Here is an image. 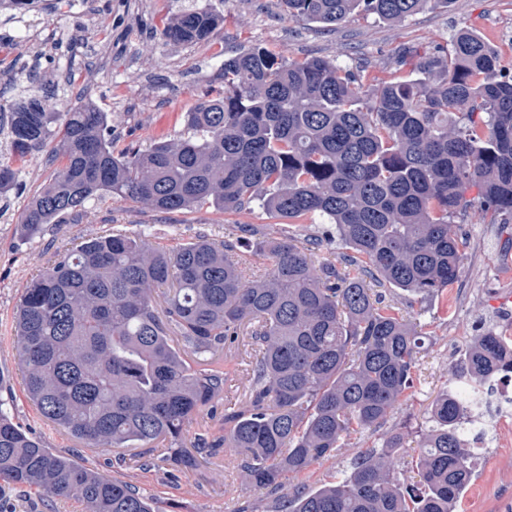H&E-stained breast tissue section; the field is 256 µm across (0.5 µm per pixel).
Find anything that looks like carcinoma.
<instances>
[{
  "label": "carcinoma",
  "mask_w": 512,
  "mask_h": 512,
  "mask_svg": "<svg viewBox=\"0 0 512 512\" xmlns=\"http://www.w3.org/2000/svg\"><path fill=\"white\" fill-rule=\"evenodd\" d=\"M278 2L290 18L336 26L359 9L399 22L437 0ZM223 23L192 3L161 35L195 45ZM221 73L183 132L145 149L115 150L106 114L89 103L47 112L33 90L0 103L1 199L26 192L17 162L47 147L48 161L62 160L27 196L22 235L78 224L107 197L162 213L259 208L334 225L339 264L313 265L318 238L304 245L257 224L235 242L202 236L175 252L126 231L60 250L17 305L29 398L88 446L174 444V463L191 469L186 426L227 381L213 358L245 339V401L225 408L224 434L201 436L198 448L230 452L246 483L274 495L273 512H454L472 479L461 420L493 372L512 373V350L492 332L473 338L433 404L419 485L395 476L399 433L314 491L290 477L379 427L411 387L423 335L364 276L423 298L453 284L463 241L451 224L471 208L469 183L481 187V212L512 219V76L469 29L449 49L403 51L394 74L372 83L334 60L287 62L259 46L224 59ZM244 243L268 269L243 265ZM0 482L73 497L86 512H155L135 486L43 447L1 407Z\"/></svg>",
  "instance_id": "cac0c4a2"
}]
</instances>
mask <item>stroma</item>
I'll return each instance as SVG.
<instances>
[{"mask_svg":"<svg viewBox=\"0 0 512 512\" xmlns=\"http://www.w3.org/2000/svg\"><path fill=\"white\" fill-rule=\"evenodd\" d=\"M63 0H38L25 15L0 5V60L11 77H0V98L14 100L28 86L29 71L56 84L45 98L47 111L65 112L92 102L106 112L115 149L148 146L159 136L176 138L183 115L201 91L219 85L223 54L261 46L293 61L324 57L384 76L403 50L422 52L449 45L462 28L477 31L494 45L512 71V0H432L419 13L396 23L354 13L337 28L292 20L278 0H198L224 15L210 41L193 46L165 43L162 19L176 14L183 0H112L111 7L86 14L63 7ZM23 201L11 198L0 212V404L42 445L73 455L87 467L127 482L150 498L155 512H269L266 490L242 485L230 456H199L181 473L159 448H94L44 420L25 391L15 336L21 290L53 261L57 251L111 231H144L160 246L173 249L208 235L239 237L241 224H260L268 232L289 230L298 240L324 235L321 223L286 224L261 211L235 216L203 206L165 215L150 206L107 198L78 224H49L25 238L19 216ZM465 241L457 282L430 301L391 287L380 279L368 285L422 326L425 345L408 389L375 432L352 435L336 458L291 477V484L314 490L334 480L366 449L381 447L388 435L406 433L398 452L396 475L410 478L418 455L417 435L435 399L460 370L474 336L512 326V223H491L470 213L452 226ZM501 447L486 448L473 466L456 512H512V425L498 431ZM223 480H215V471ZM0 512H85L74 499L29 488H0Z\"/></svg>","mask_w":512,"mask_h":512,"instance_id":"obj_1","label":"stroma"}]
</instances>
